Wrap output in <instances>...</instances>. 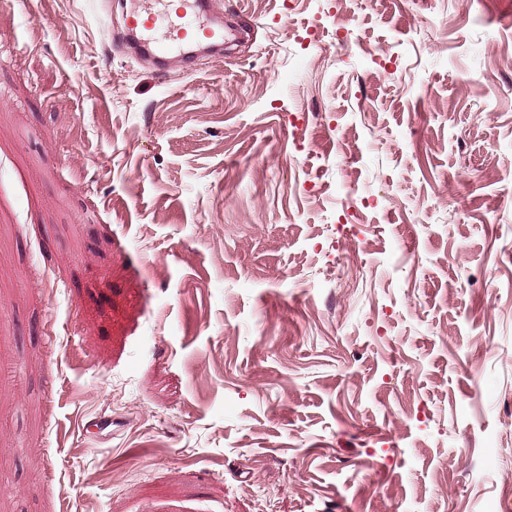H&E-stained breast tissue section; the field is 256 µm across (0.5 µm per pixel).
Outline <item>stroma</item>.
<instances>
[{"instance_id": "35a3bbf8", "label": "stroma", "mask_w": 512, "mask_h": 512, "mask_svg": "<svg viewBox=\"0 0 512 512\" xmlns=\"http://www.w3.org/2000/svg\"><path fill=\"white\" fill-rule=\"evenodd\" d=\"M215 2L0 9V512H495L512 0ZM153 7L145 10L132 9L126 13L125 25L132 31L149 32L162 22H166L169 27L170 40L167 43H154L152 45L153 52L161 59L166 57L174 50L179 48L185 49L187 43V28L183 26L185 23H196L199 27L203 26V31L208 30L207 36L211 42H214L212 49H220L223 45L224 32L222 25L214 22L212 24H200L197 18L201 12L212 11L214 9V1L211 0H183L182 15H178V19L184 20V23L172 20L167 11V0H153ZM185 32V33H184Z\"/></svg>"}]
</instances>
